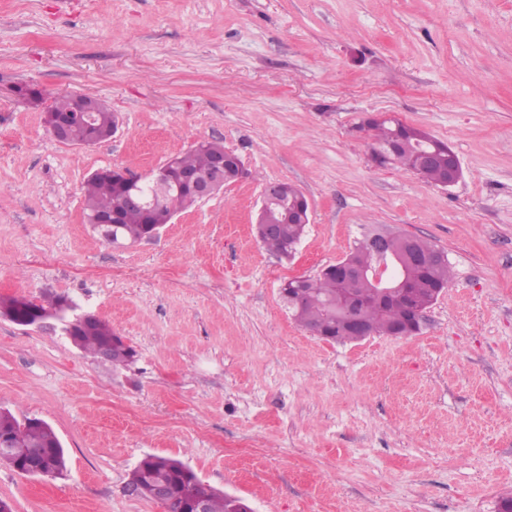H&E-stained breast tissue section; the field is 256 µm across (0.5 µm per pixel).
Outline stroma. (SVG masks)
I'll use <instances>...</instances> for the list:
<instances>
[{
    "instance_id": "1",
    "label": "stroma",
    "mask_w": 512,
    "mask_h": 512,
    "mask_svg": "<svg viewBox=\"0 0 512 512\" xmlns=\"http://www.w3.org/2000/svg\"><path fill=\"white\" fill-rule=\"evenodd\" d=\"M0 78L91 93L104 143H58L0 92V299H73L135 352L112 368L0 316V409L39 418L59 477L0 462L13 512H162L123 485L187 463L255 512H498L512 497V0H0ZM446 142L454 186L378 164L370 117ZM214 141L249 171L158 237L83 218L101 169L144 177ZM308 198L282 260L253 233L267 183ZM444 250L418 333L323 340L280 288L341 261L362 226Z\"/></svg>"
}]
</instances>
